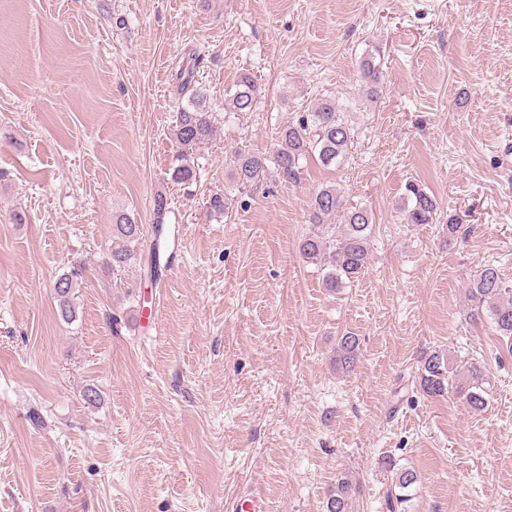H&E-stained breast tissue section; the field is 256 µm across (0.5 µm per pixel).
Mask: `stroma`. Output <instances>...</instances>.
<instances>
[{"label": "stroma", "instance_id": "stroma-1", "mask_svg": "<svg viewBox=\"0 0 512 512\" xmlns=\"http://www.w3.org/2000/svg\"><path fill=\"white\" fill-rule=\"evenodd\" d=\"M191 64L217 135L186 190L169 170ZM244 69L260 102L226 112ZM322 99L352 128L341 163L239 190L229 149L274 154ZM411 182L433 223L404 222ZM324 185L375 216L364 272L335 292L298 250ZM160 192L176 258L113 272V212L151 231ZM76 264L66 323L53 284ZM489 264L512 284V0H0V512H226L251 494L325 512L342 475L350 512H387L385 456L420 474L406 512H512V339L468 297ZM434 350L453 386L430 398ZM473 364L477 412L456 390ZM358 361V339L345 334L338 338L336 356L334 359L336 370L342 373L354 371ZM448 364L440 351H433L422 360L418 370L420 390L429 397L443 396L449 387Z\"/></svg>", "mask_w": 512, "mask_h": 512}]
</instances>
